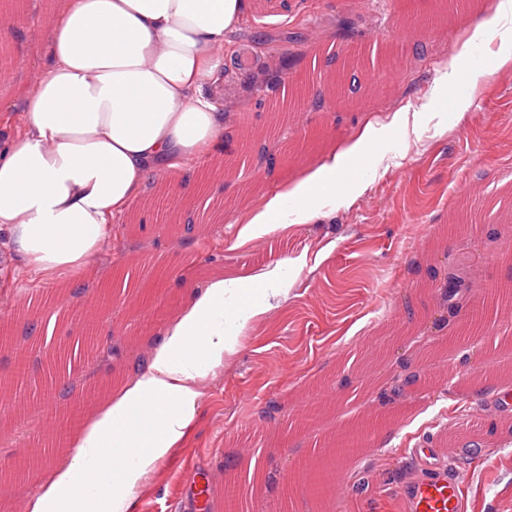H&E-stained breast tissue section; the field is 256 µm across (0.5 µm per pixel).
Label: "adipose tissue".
Returning <instances> with one entry per match:
<instances>
[{"instance_id": "1", "label": "adipose tissue", "mask_w": 512, "mask_h": 512, "mask_svg": "<svg viewBox=\"0 0 512 512\" xmlns=\"http://www.w3.org/2000/svg\"><path fill=\"white\" fill-rule=\"evenodd\" d=\"M245 0H62L37 65L42 72L0 125L23 131L0 144V236L25 264L75 289L147 184L160 175L224 163V114L206 93L224 66V38ZM417 117L367 122L320 165L254 208L234 246L320 215L346 199L348 172ZM300 255L247 279L216 276L172 320L133 377L112 393L75 444L47 471L29 512H103L183 435L198 383L236 351L237 337L287 296Z\"/></svg>"}]
</instances>
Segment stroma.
<instances>
[{"mask_svg": "<svg viewBox=\"0 0 512 512\" xmlns=\"http://www.w3.org/2000/svg\"><path fill=\"white\" fill-rule=\"evenodd\" d=\"M227 35L220 80L208 95L219 105L241 96L247 112H228L224 129L233 146L226 165L238 179L220 182L204 168L156 181L149 206L133 203L114 225L112 244L97 267L119 269L127 286H114L112 301L97 305L90 286L72 303L93 309L98 336L112 335L119 357L72 359L86 334L81 318L55 309L56 291L35 288L21 260L0 269V311L18 295L42 301L36 317L53 322L40 335L29 360L40 377L71 385L70 416L60 419L55 395L24 401L12 425L0 428V469L22 459L26 442L63 432L39 467L66 465L86 424L113 388L124 383L158 343V336L209 278H246L306 254L293 271L286 299L251 322L225 358L198 386L197 412L184 435L128 493L119 512H224L219 499L203 501L206 475L238 465V512H405L399 489L419 475V448L431 449L446 471L468 476L470 512H512V320L488 317L477 333L462 322L437 332L441 345L427 375L452 374V383L420 387L405 398L377 402L373 390L405 348L402 338L423 329L442 303L411 273L414 265L463 260L474 285L470 300L487 308L501 302L486 286L512 279V60L494 56L496 39L483 50L487 74L469 89L467 110L444 104L453 87L442 81L462 35L477 16L495 20L499 0H272L274 17L256 15V0ZM433 23L407 40L399 29L413 12ZM383 43L391 54V82H384L370 49ZM364 51L355 70L361 88L373 89L375 109H360L350 92L325 95V73H338L330 55ZM21 39H0V101L19 99L38 77L32 67L13 66L32 56ZM287 59L279 78L308 82L301 111L273 113L263 89L248 86L258 62ZM409 108L418 123L409 138L393 136L351 169L362 187L337 203H326L309 224H293L232 250L236 222L283 183L318 166L341 148L368 119L387 120ZM253 126L273 159L264 181L250 174L256 154L239 146L233 127ZM483 187L467 196L466 184ZM184 191L179 220L166 216L165 199ZM193 230H186V222ZM352 375L350 387L341 376ZM372 412L370 448L351 462L337 461L346 484L341 502L317 495L315 473L300 465L322 457L339 427ZM482 428L487 446L472 460L453 462L449 435ZM387 487L389 496L378 494Z\"/></svg>", "mask_w": 512, "mask_h": 512, "instance_id": "1", "label": "stroma"}]
</instances>
